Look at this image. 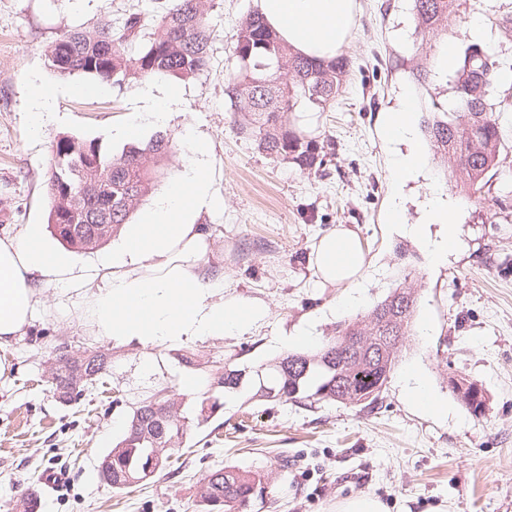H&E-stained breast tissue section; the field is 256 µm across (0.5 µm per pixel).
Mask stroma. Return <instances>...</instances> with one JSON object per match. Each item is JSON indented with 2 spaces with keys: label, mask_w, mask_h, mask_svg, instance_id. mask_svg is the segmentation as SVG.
Listing matches in <instances>:
<instances>
[{
  "label": "stroma",
  "mask_w": 512,
  "mask_h": 512,
  "mask_svg": "<svg viewBox=\"0 0 512 512\" xmlns=\"http://www.w3.org/2000/svg\"><path fill=\"white\" fill-rule=\"evenodd\" d=\"M357 20L343 50L354 69L335 106L316 117L336 155L318 174H300L266 156L240 134L224 103V75L238 23L256 0H215L210 65L199 79L179 83L180 97L165 125L152 123L141 82L81 93V77L52 73L46 47L60 29L113 20L149 7V0H0V237L46 224V169L62 133L100 139L121 150L109 132L130 120L140 141L158 132L178 145L163 161L164 176L146 197L153 204L193 157L187 130L205 142L220 209L202 215L209 233L205 278L224 295L261 305L263 323L250 332L171 346L104 344L87 320L82 290L43 287L25 336L0 344V512L29 490L40 512H194L199 476L219 466L269 468L293 459L287 479L254 499L247 512H335L338 500L374 495L389 512H512V195L501 196V175L512 174V148L481 198L462 199L461 245L446 264L432 266L418 244L385 221L394 192L390 152L380 115L410 88L419 106L452 94L444 77L419 84L410 56L420 44L410 0H357ZM480 16L487 46L512 64V0H460L448 39L463 46L466 25ZM48 86L54 111L33 129L32 83ZM334 228L354 232L366 260L365 283L354 305L347 289L319 282L313 249ZM426 283L415 314L417 334L403 348L374 409L312 408L226 396L224 409L190 426L182 456L151 479L116 494L99 483V457L123 434L136 403L162 386L197 376L185 358L231 357L255 367L284 353V337L307 330L322 342L338 322L364 311L403 274ZM106 346L113 366L80 402L50 392L43 362L61 341ZM418 371L446 407L437 416L415 407L403 377ZM461 375L482 383L487 406L474 417L448 385ZM56 472L53 487L42 482Z\"/></svg>",
  "instance_id": "1"
}]
</instances>
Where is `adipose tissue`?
<instances>
[{
	"label": "adipose tissue",
	"instance_id": "ef3b65f1",
	"mask_svg": "<svg viewBox=\"0 0 512 512\" xmlns=\"http://www.w3.org/2000/svg\"><path fill=\"white\" fill-rule=\"evenodd\" d=\"M257 5L284 41L321 61L336 57L356 23V0H258ZM415 110L416 100L407 90L383 117L391 165L402 184L425 168ZM220 205L209 169L195 158L138 223L123 226L100 260L107 270L102 286H95L90 275L81 280L95 335L117 345H169L244 334L264 321L263 307L225 300L223 283L206 279L201 271L207 241L197 219ZM405 211L403 195L394 194L388 223L415 239L433 264L446 263L460 244L457 202L437 186L420 202L418 223H407ZM313 264L322 281L347 288L363 283L364 253L349 230L324 234ZM72 273L38 225L0 238V344L22 336L34 320L38 285L71 281Z\"/></svg>",
	"mask_w": 512,
	"mask_h": 512
}]
</instances>
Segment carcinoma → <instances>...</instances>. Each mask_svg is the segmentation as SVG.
Returning <instances> with one entry per match:
<instances>
[{
	"instance_id": "1",
	"label": "carcinoma",
	"mask_w": 512,
	"mask_h": 512,
	"mask_svg": "<svg viewBox=\"0 0 512 512\" xmlns=\"http://www.w3.org/2000/svg\"><path fill=\"white\" fill-rule=\"evenodd\" d=\"M152 13L135 11L119 22L108 15L89 26L63 29L46 51L49 68L61 77L84 76L121 86L136 79L187 82L210 64L214 0H154ZM415 29L428 50L445 48L458 0H411ZM233 63L224 79V101L242 118L240 130L257 148L292 162L301 173L319 172L336 143L306 136L291 121L298 112H324L336 103L352 72L344 53L328 62L310 59L282 41L258 12L239 21ZM492 50L470 44L453 71V97L431 101L422 131L440 169L455 189L482 193L498 170L505 133L500 115L512 112V87ZM170 137L157 133L145 144L118 153L96 139L61 134L54 138L46 171L47 224L68 247L96 249L128 223L161 177L159 160L170 153ZM424 290L423 276L407 274L367 311L336 328L308 352L287 353L256 370L255 396L312 407L340 404L372 410L381 399L401 349L413 335V318ZM109 364L101 348L80 349L63 341L45 361L57 398L69 404L100 382ZM250 382L246 369L212 363L203 383L234 394ZM449 385L469 411L482 416L486 396L479 382ZM224 407L203 397L188 417L176 390L164 387L134 407L123 437L98 462L99 479L123 491L162 471L183 447L188 422H207ZM273 472L225 466L197 482L201 512H244L273 484Z\"/></svg>"
}]
</instances>
